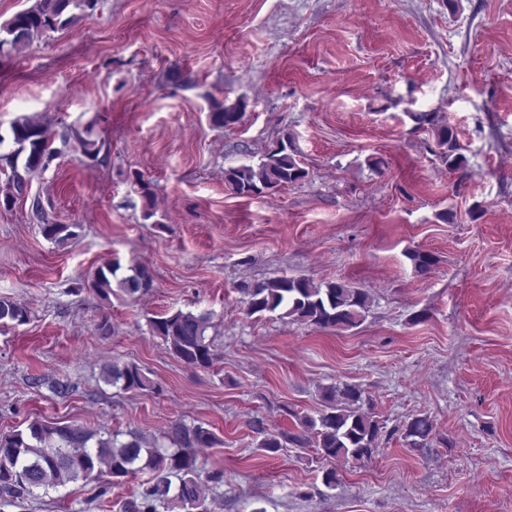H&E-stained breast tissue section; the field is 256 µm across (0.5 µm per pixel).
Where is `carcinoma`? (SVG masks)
<instances>
[{
    "mask_svg": "<svg viewBox=\"0 0 512 512\" xmlns=\"http://www.w3.org/2000/svg\"><path fill=\"white\" fill-rule=\"evenodd\" d=\"M97 3L98 0H33L0 25V52L7 49L19 53L28 49L48 33L73 25L79 20L78 12L92 10ZM245 108L241 100L228 104L215 99L208 114L210 124L215 128L233 126L241 121ZM412 118L418 126L431 131L440 149L439 157L448 168L457 170L463 166V147L439 113L417 112ZM54 136L47 120L22 116L10 123L8 136L0 139V147L9 148V152L0 155V162L10 170L0 206L22 193L30 173L47 170L57 159L61 150L54 147ZM70 144L93 162L99 160L103 148L92 123L63 135L62 145ZM307 175L288 138L269 151L258 166L226 171L224 183L236 195L253 196L297 184ZM134 183L146 201L144 218L148 220L155 216L154 187L138 174L134 175ZM33 213L42 221L43 236L51 242L63 246L77 236L74 224L45 221L38 201L33 203ZM88 287L104 300L110 298L115 287L135 300L152 287V276L141 264L124 268L117 261H109L99 268ZM243 293L249 317L277 313L293 322L337 332L358 327L371 304L370 293L363 288L344 281L316 283L305 277L286 276L260 282L243 289ZM30 314L26 304L0 299L1 326L25 324ZM149 327L180 362L194 368L212 367L215 354L212 342L207 339V331L212 327L211 314L165 311L150 318ZM101 377L106 384L125 391L149 387V380L133 363L107 364ZM360 398L359 389L350 385L326 391V404L318 417L303 420L307 435L300 443L312 444L326 459H370L378 446L382 426L372 414L356 407ZM432 431L428 417H415L406 425L405 439L410 445L421 447ZM164 439L169 445L150 442L131 432L127 440L121 441L116 434L104 435L77 424L34 420L21 430L0 434V498L33 496L38 489L78 480L90 484L105 474L116 485L125 477L147 472L149 477L126 503L124 512H159L161 507L179 512H207L203 481L220 484L224 473L201 475L197 456L189 448H213L220 440L201 425L188 427L180 422L169 427Z\"/></svg>",
    "mask_w": 512,
    "mask_h": 512,
    "instance_id": "obj_1",
    "label": "carcinoma"
}]
</instances>
